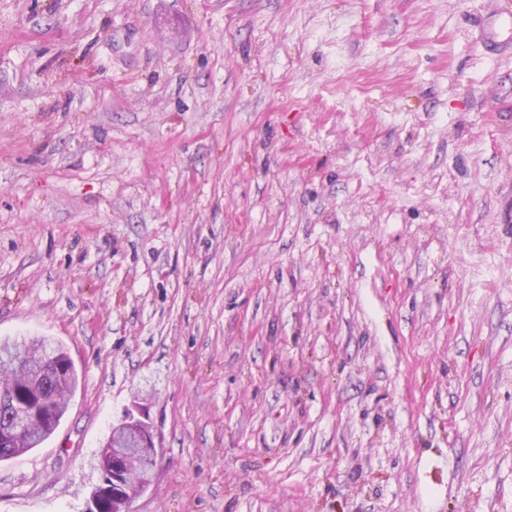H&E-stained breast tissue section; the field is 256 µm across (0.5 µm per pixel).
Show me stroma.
Returning a JSON list of instances; mask_svg holds the SVG:
<instances>
[{
    "mask_svg": "<svg viewBox=\"0 0 512 512\" xmlns=\"http://www.w3.org/2000/svg\"><path fill=\"white\" fill-rule=\"evenodd\" d=\"M490 0H0V339L63 346L0 512H512V54ZM56 352H62L64 360H68V364L60 369L61 381L58 380L59 378L55 381L52 373H46L47 365L55 357L54 355L50 358L37 357L36 359H28L27 362L29 374L36 381H40L46 373L42 383L44 397L47 399H55V402L50 408H45L47 414L46 419H43L39 413H36L30 421L29 435L35 441L34 444L36 447L34 448H37L48 439L51 423L56 416L58 417V423L61 422L64 417L63 407L67 394L72 398L80 383V374L70 356L60 346L53 347V354ZM133 417L128 418L126 422L130 425L146 424V429L138 427L126 428L118 439L117 435L113 437L112 433L104 444L102 455L112 456V480L110 477L102 474L103 485L98 487L97 495L100 498V511L113 512L112 501L115 503L114 512H129V500L118 491H112V483L117 488L122 486V460H146L149 457L155 459L162 448L159 434L152 422L149 421L145 413L144 406H139ZM110 483V484H108ZM112 491V496H111Z\"/></svg>",
    "mask_w": 512,
    "mask_h": 512,
    "instance_id": "35a3bbf8",
    "label": "stroma"
}]
</instances>
